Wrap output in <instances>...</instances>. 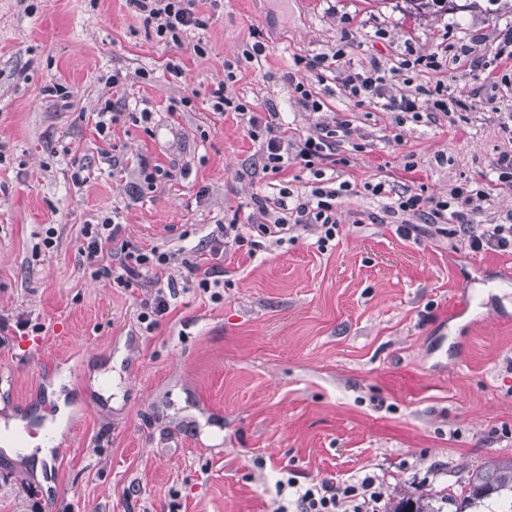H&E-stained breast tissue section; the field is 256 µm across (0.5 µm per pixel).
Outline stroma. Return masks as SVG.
<instances>
[{
	"instance_id": "35a3bbf8",
	"label": "stroma",
	"mask_w": 512,
	"mask_h": 512,
	"mask_svg": "<svg viewBox=\"0 0 512 512\" xmlns=\"http://www.w3.org/2000/svg\"><path fill=\"white\" fill-rule=\"evenodd\" d=\"M196 9L209 20L201 56L160 41L126 0H0V317L9 322L0 409L26 446L65 418L43 468L0 449V512H273L275 483L287 477L369 469L390 489L437 491L487 457L512 455V284L500 281L512 253L404 237L403 214L363 188L386 180L442 198L489 182L512 140L484 105L434 125L400 122L353 106L337 77L313 86L320 112L288 84L294 54L335 47L349 15L358 68L390 67L408 46L492 55L512 27V0H450L425 16L404 0H197ZM257 37L265 54L244 61ZM175 56L177 78L165 68ZM228 61L239 65L230 95L274 103L300 135L350 121L336 152L354 192L327 249L309 230L253 256L228 250L222 300L180 292L147 333L136 319L146 290L92 278L78 263L81 229L113 211L124 244L175 250L227 219L250 222V196L269 176L235 114L212 110ZM115 71L126 79L113 89ZM502 72L494 88L454 64L417 81L477 87L500 106L512 104V60ZM110 94L130 112L150 107L151 123L128 120L101 139L95 114ZM411 158L417 167L405 170ZM76 163L90 171L85 184L70 179ZM144 163L165 171L150 188ZM20 319L28 328L16 329Z\"/></svg>"
}]
</instances>
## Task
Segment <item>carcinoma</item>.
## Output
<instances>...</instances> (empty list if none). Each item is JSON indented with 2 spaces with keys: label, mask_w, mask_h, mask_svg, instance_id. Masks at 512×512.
Masks as SVG:
<instances>
[{
  "label": "carcinoma",
  "mask_w": 512,
  "mask_h": 512,
  "mask_svg": "<svg viewBox=\"0 0 512 512\" xmlns=\"http://www.w3.org/2000/svg\"><path fill=\"white\" fill-rule=\"evenodd\" d=\"M512 503V456L491 457L464 484H453L439 495L418 488L400 494L386 512H443V504L457 505L456 512H491V503Z\"/></svg>",
  "instance_id": "carcinoma-1"
}]
</instances>
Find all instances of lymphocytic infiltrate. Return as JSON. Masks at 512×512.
Listing matches in <instances>:
<instances>
[{"instance_id": "f902f5d3", "label": "lymphocytic infiltrate", "mask_w": 512, "mask_h": 512, "mask_svg": "<svg viewBox=\"0 0 512 512\" xmlns=\"http://www.w3.org/2000/svg\"><path fill=\"white\" fill-rule=\"evenodd\" d=\"M131 9L152 28L157 37L176 48H183L187 33L207 27L204 17L195 10V0H127ZM359 31L353 22H346L336 48L312 57L294 56L295 67L306 71L302 80L291 81L290 87L297 102L307 111L319 112L322 101L313 94V82L324 81L327 74H338L346 98L355 106L377 112H400L414 120L436 121L438 115L448 114L451 108L466 110L474 107L479 94L461 96L444 81L433 88H416L410 93H393L392 82L398 76H416L440 71L443 60L439 54L413 58L397 57L392 66L374 64L367 69L353 68L348 51L357 42ZM224 79L210 92L212 110L218 114L234 112L245 124L248 136L261 142L262 169L272 177L264 188L251 197L256 218L253 224H219L210 231L200 249L179 248L171 251L160 246L150 250L121 248L113 245L122 235V226L114 216L106 215L97 222L84 224L79 255L92 277L111 278L127 288H149L153 294L142 301L137 319L145 330L154 329L159 318L168 313L170 300L175 297L174 282H162L159 274L178 264L211 299L220 300L219 287L224 268L221 258L229 247L255 252L263 245L280 246L291 233L314 229L319 233L318 246H326L336 237L340 224V204L350 194L352 184L336 180V167L347 161L336 156L337 137H350L348 122L323 124L315 136L291 134L279 113L257 110L251 102H234L227 93L237 74L233 64H225ZM309 170L311 179L307 191L297 194L289 187L283 174L289 165ZM496 177L489 185L465 182L453 188L449 198H426L409 192H394L385 182L365 183L371 195L385 202L390 213L411 216V223L402 227L403 234L426 232L431 235L454 233L465 242L469 252L488 251L512 253V224H485L475 227L474 217L489 201L492 190L512 191V154L499 155L494 163ZM113 254L110 264L101 263L105 254ZM386 479L376 472H365L345 480L323 478L307 484L287 479L277 484L280 498L275 512H381Z\"/></svg>"}]
</instances>
